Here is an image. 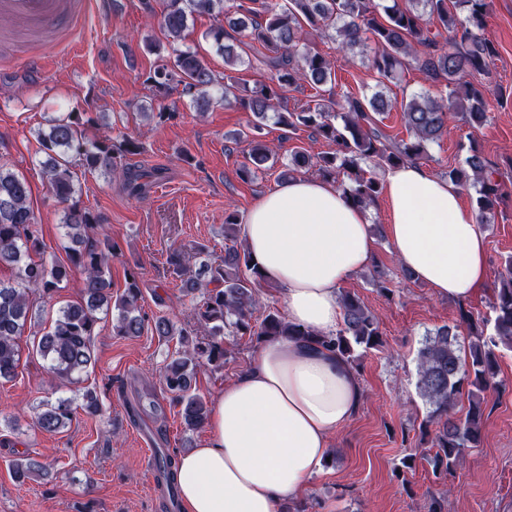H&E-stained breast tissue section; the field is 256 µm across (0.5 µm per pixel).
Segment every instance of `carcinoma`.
Instances as JSON below:
<instances>
[{"label":"carcinoma","mask_w":512,"mask_h":512,"mask_svg":"<svg viewBox=\"0 0 512 512\" xmlns=\"http://www.w3.org/2000/svg\"><path fill=\"white\" fill-rule=\"evenodd\" d=\"M155 0H141L144 11L158 17V24L171 47L165 55L153 41L145 48L154 52L160 64L145 78L158 95L174 89L189 98L199 112L209 109L215 89L220 100L229 98L251 115L255 129L274 118L286 130L299 127L333 143L330 153L311 157L302 150L291 155L282 178L304 169L336 181L352 202L362 208L376 203L381 185L365 166L389 167L413 162L427 152L448 129L449 115L458 112L461 120L478 127L486 119L483 94L465 77L482 74L496 56V48L484 36V18L488 0H394L391 5L370 6L371 0H283L233 5L242 16L229 20L236 34L264 47L260 63L269 72V82L247 86L231 75L215 74L204 60L191 50H182L188 21L196 14L223 16L224 0H162L156 11ZM435 19L448 30L449 46L441 45L423 27V17ZM341 37L342 44L354 46L366 39L376 45L371 68L378 80L389 79L394 72L414 65L426 78L446 83L447 97L438 101L413 97L397 103L382 94L359 98L352 93L340 99L326 96L327 86L335 82L331 63L310 45V39ZM224 53V64L235 69L243 64L235 45L224 42V27L210 31ZM227 82L222 83L220 79ZM309 86L315 90L310 103L290 110L287 93ZM400 107L402 119L411 135L409 141L389 142L377 128L379 117ZM91 119L81 112L53 119L48 128L36 131L45 154L42 167L51 193L65 205L63 224L67 263L36 260L32 254L44 252L41 225L29 205L30 188L26 180L0 161V268L11 271L7 280L0 279V381L17 378L22 350L20 339L30 336L32 355L46 363L45 369L58 386L77 381L76 375L95 363L93 337L101 315H112V330L122 337H140L146 332L162 340L177 339L178 349L166 356L160 368L164 391L170 405L178 409L185 430L195 432L207 424L209 408L196 392L198 371L203 367L224 366L229 351L224 347V331L234 336H251L266 343L279 338L297 339L324 347L352 368L360 367L357 351L376 350L382 345L379 318L361 299L351 293L341 297L342 325L331 336H317L288 322L279 312L269 310L259 322H252L259 304L258 288L265 279L252 264L244 247L238 215L224 218V254L214 257L203 245L175 249L169 254L168 266L180 278L182 292L193 303L194 323L179 324L170 317L149 319L139 306L140 275L136 269L126 271L122 294L112 295L110 260L119 246L111 238L90 236L98 224L97 216L75 200L78 175L112 177L120 170L131 191L141 185L140 175L128 170L122 160L141 149L131 136L114 140L110 136L86 134ZM274 165L270 148L263 142L250 141L246 163L239 174L244 181ZM485 157L471 149L465 164L448 173L461 188L473 187L478 194L479 223H488L505 191ZM507 274L494 289L490 314L480 318L492 325V333L478 329L471 313L463 315L474 336L466 357H461L457 330L444 325L427 337L418 351L417 388L431 407L427 423L435 425L430 457L432 473L438 479L452 474L469 448L482 440L484 409L480 394L499 384L498 354L501 347L512 349V259L506 261ZM81 275V301L58 309L47 328L33 330L40 321V310L31 295L50 297L72 273ZM467 396L469 406L463 416L455 408ZM82 409L89 416L102 411L99 394L94 389L82 393ZM73 400L59 397L38 406L35 423L46 433H61L71 424ZM177 455L168 448H157L153 470L172 497L179 496L175 474ZM49 464L31 455L12 462L14 478L20 482L48 473Z\"/></svg>","instance_id":"carcinoma-1"}]
</instances>
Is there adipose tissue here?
Instances as JSON below:
<instances>
[{
  "label": "adipose tissue",
  "instance_id": "obj_1",
  "mask_svg": "<svg viewBox=\"0 0 512 512\" xmlns=\"http://www.w3.org/2000/svg\"><path fill=\"white\" fill-rule=\"evenodd\" d=\"M382 187L387 238L414 280L452 301L485 287L486 242L458 186L410 163L388 169ZM370 225L336 183L294 177L257 199L242 231L266 280L282 286L289 322L329 335L341 320L342 283L373 255ZM361 399L335 353L299 340L267 343L216 397L204 444L179 458L184 512H277L307 489Z\"/></svg>",
  "mask_w": 512,
  "mask_h": 512
}]
</instances>
